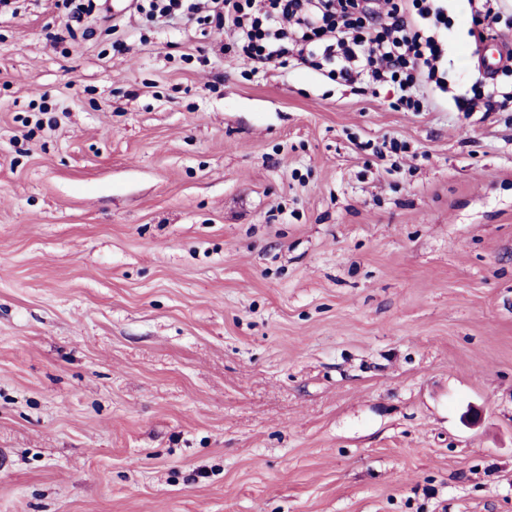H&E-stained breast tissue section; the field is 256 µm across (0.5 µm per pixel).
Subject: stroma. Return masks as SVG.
<instances>
[{"label": "stroma", "mask_w": 512, "mask_h": 512, "mask_svg": "<svg viewBox=\"0 0 512 512\" xmlns=\"http://www.w3.org/2000/svg\"><path fill=\"white\" fill-rule=\"evenodd\" d=\"M14 9L0 512H512V104ZM448 16L449 81L497 102Z\"/></svg>", "instance_id": "stroma-1"}]
</instances>
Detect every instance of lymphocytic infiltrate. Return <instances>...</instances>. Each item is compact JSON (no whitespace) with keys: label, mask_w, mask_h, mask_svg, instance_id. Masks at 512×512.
<instances>
[{"label":"lymphocytic infiltrate","mask_w":512,"mask_h":512,"mask_svg":"<svg viewBox=\"0 0 512 512\" xmlns=\"http://www.w3.org/2000/svg\"><path fill=\"white\" fill-rule=\"evenodd\" d=\"M135 0L156 24L211 19L237 35L246 65L296 62L352 85L392 83L418 111L422 93L446 94L448 10L442 0Z\"/></svg>","instance_id":"f902f5d3"}]
</instances>
